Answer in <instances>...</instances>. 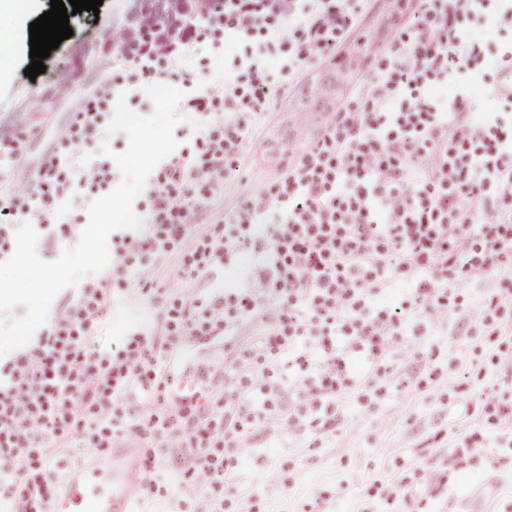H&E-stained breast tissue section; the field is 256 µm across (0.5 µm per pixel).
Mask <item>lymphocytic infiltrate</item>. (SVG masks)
Listing matches in <instances>:
<instances>
[{"label":"lymphocytic infiltrate","mask_w":512,"mask_h":512,"mask_svg":"<svg viewBox=\"0 0 512 512\" xmlns=\"http://www.w3.org/2000/svg\"><path fill=\"white\" fill-rule=\"evenodd\" d=\"M406 29L382 45L385 67L353 87L321 142L282 177L276 192H255L204 224L185 199L224 182V159L252 136L269 105L271 79L294 85L338 51L349 21L371 2ZM177 0L150 38L120 24L116 60L148 76L155 63L180 66L200 47V22L231 37L262 33L252 56L191 100V113L222 105L221 127L201 125L200 158L171 157L150 183L153 221L96 278L54 310L28 346L0 364V503L7 512H49L59 494L54 463L72 448L88 457L126 445L139 449L144 497L167 485L161 459L179 449L182 475L200 480L208 512H224V484L245 463L260 432L336 429V402L369 387L412 320L442 322L452 274L487 277L512 269V124L493 103L512 100L483 71L512 74V45L485 51L490 30L512 27V0ZM473 29L462 33L461 15ZM293 31L295 55L271 72V46ZM62 177L58 157L34 173L40 203L28 222L52 226L53 202L104 171L86 156ZM253 240L252 273L219 289L233 258ZM181 274L157 294L162 315L133 334L123 354L98 348L95 332L112 300V279L138 271L149 281L174 249ZM410 286L408 307L377 308L394 277ZM230 339L229 365L196 361L198 382L183 385L171 362L186 348ZM344 346H337V338ZM361 348L370 375L358 378L348 347ZM474 415L497 435H463L456 465L490 460L512 447V399L490 394Z\"/></svg>","instance_id":"lymphocytic-infiltrate-1"}]
</instances>
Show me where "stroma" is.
I'll return each instance as SVG.
<instances>
[{
  "mask_svg": "<svg viewBox=\"0 0 512 512\" xmlns=\"http://www.w3.org/2000/svg\"><path fill=\"white\" fill-rule=\"evenodd\" d=\"M125 5V0H103L98 12L70 16L72 36L45 58L46 70L36 79L24 74L31 62L29 19L15 23L12 42L1 55L10 78L0 83V132L24 134L16 154L0 160V200L12 202L16 223H23L24 211L34 204L33 199L18 196L17 190L31 182L46 156L54 154L65 162L80 153L108 173L107 178L82 184L56 200L54 231L61 234L62 242L55 249L38 243V255L45 261L56 260L62 249L76 245L88 220V203L110 193L122 180L114 156L126 150L125 134L111 137L109 154H102L100 143L81 140L77 104L88 101L102 111L105 100L96 91L107 84L115 93L125 94L130 109L147 115L153 106L143 88L161 82L182 91L178 110L188 112L195 94L221 78L232 59L251 54L262 39L258 33L236 41L203 36L201 49L179 68L162 67L160 74L144 82L134 77L129 65L99 64L112 53L105 41L113 18ZM267 97L272 115L261 120L255 139L240 145L223 190L191 195L203 222L221 221L225 210L287 170L288 157L269 156L268 146L287 138L295 97L275 84L268 86ZM450 286L447 323H405L402 343L407 358L389 361L394 376L380 382L375 393L356 390L340 399L332 435L258 434L248 464L224 486V512H311L316 506L321 512H376L373 483L401 476L410 495L428 498L430 512H467L473 506L480 512H512V459L449 468L444 491L433 489L426 480L423 448H454L460 435L482 426L466 403L479 401L497 384L493 360L497 341L469 329L467 321L496 289H512V274L482 281L462 276ZM133 289L130 282L113 283L114 303L98 329L100 347L115 354L124 351L131 334L156 319L151 295L132 302L128 296Z\"/></svg>",
  "mask_w": 512,
  "mask_h": 512,
  "instance_id": "stroma-1",
  "label": "stroma"
}]
</instances>
